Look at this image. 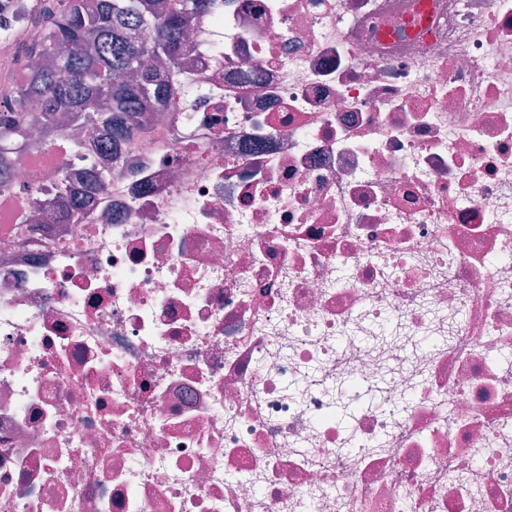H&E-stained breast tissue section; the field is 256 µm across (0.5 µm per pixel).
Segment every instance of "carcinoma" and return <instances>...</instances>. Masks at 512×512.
<instances>
[{
	"label": "carcinoma",
	"mask_w": 512,
	"mask_h": 512,
	"mask_svg": "<svg viewBox=\"0 0 512 512\" xmlns=\"http://www.w3.org/2000/svg\"><path fill=\"white\" fill-rule=\"evenodd\" d=\"M211 0H40L34 9L15 0L0 30L35 28L28 52L45 58L10 93L0 110V185L10 175L9 154L35 148L34 126L91 124L101 134L93 149L113 152L114 144L149 123L162 108L170 85L166 73L144 67V59L178 63L185 50L187 15L207 11ZM109 175L86 173L82 185L66 175L47 191L61 208L90 207L93 190Z\"/></svg>",
	"instance_id": "obj_1"
}]
</instances>
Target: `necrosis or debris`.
<instances>
[{
  "instance_id": "obj_1",
  "label": "necrosis or debris",
  "mask_w": 512,
  "mask_h": 512,
  "mask_svg": "<svg viewBox=\"0 0 512 512\" xmlns=\"http://www.w3.org/2000/svg\"><path fill=\"white\" fill-rule=\"evenodd\" d=\"M183 28L121 164L40 128L0 187V512H512V0ZM109 175L107 171L94 170L86 173L82 185L76 187L71 184L66 174L55 182L51 190L46 191L51 203L61 208L86 209L90 207L93 190Z\"/></svg>"
}]
</instances>
